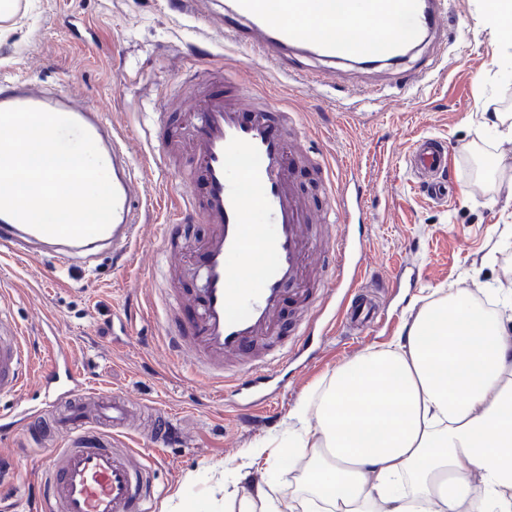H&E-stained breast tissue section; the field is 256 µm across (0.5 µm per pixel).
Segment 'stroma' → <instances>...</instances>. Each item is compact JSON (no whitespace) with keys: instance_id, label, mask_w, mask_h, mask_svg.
<instances>
[{"instance_id":"obj_1","label":"stroma","mask_w":512,"mask_h":512,"mask_svg":"<svg viewBox=\"0 0 512 512\" xmlns=\"http://www.w3.org/2000/svg\"><path fill=\"white\" fill-rule=\"evenodd\" d=\"M446 4L442 43L372 70L310 55L284 66L239 50L219 22L224 0H201L193 15L176 0H16L0 20V72L103 112L124 135L147 196L139 207L137 262L122 265L105 252L60 272L46 255L0 260V296L6 319L28 336L38 362H51L45 340L56 337L89 387L163 410L181 428L156 451L146 433L130 438L132 447L149 451V512L193 505L232 512L225 489L255 481L279 498L300 490L303 462L286 448L291 415L300 402L316 405L338 367L397 342L411 314L448 290L512 307V139L483 124L484 115L512 113V47L488 26L484 0ZM209 66L296 113L314 132L308 153L328 156L359 179L366 218L350 231L367 243L371 275L395 282L381 321L358 341L314 335L300 357L274 364L262 388L268 412L258 419L245 398L219 395L187 362L170 359L154 303L155 289L192 285L165 266L164 225H173L176 246L189 249L209 233L198 214L167 210L185 189L180 174L192 158L190 118L167 104ZM422 136L439 138L448 151L447 199L430 198L406 165ZM162 144L168 157L161 166L153 157ZM54 365L64 375V363ZM34 409L52 426L65 405L36 386L0 396V417L13 423L11 439L0 442V512L39 505L47 460L20 417Z\"/></svg>"}]
</instances>
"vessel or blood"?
<instances>
[{
  "label": "vessel or blood",
  "mask_w": 512,
  "mask_h": 512,
  "mask_svg": "<svg viewBox=\"0 0 512 512\" xmlns=\"http://www.w3.org/2000/svg\"><path fill=\"white\" fill-rule=\"evenodd\" d=\"M445 0H228L225 17L238 21L236 45L266 59L308 54L326 60L365 64L369 56L397 54L414 38L435 39L444 31ZM33 107L69 117L94 140L117 195L115 215L100 234L72 240L42 233L0 213V246L14 260L51 256L59 268L111 250L129 259L138 239L136 212L143 195L117 129L104 114L70 94L40 84L0 77V109ZM193 113V166L183 180L189 194L177 211L198 212L210 234L191 255L163 236V251L174 269L196 281L188 293L160 290L170 313L164 335L172 359L189 358L202 381L227 393L259 384L269 370L270 350L297 349L298 337L344 334L347 325L364 326L375 302L364 291L367 245L347 229L361 207L352 178L334 176L326 159L314 167L339 219L331 225L313 210L295 171L306 156L290 132L289 114L272 109L264 94L225 90L221 81L205 84L181 106ZM431 196L448 194V153L433 137L416 140L407 157ZM333 270L325 281L315 274L322 260ZM256 264L246 285L242 266ZM306 307L295 329L285 309ZM45 392L66 391L81 406L90 392L83 372L72 368L67 386L53 371L36 370L25 339L0 325V395H15L30 383ZM133 407L113 395L102 415L79 410V431L67 448H50L43 478L46 512H146L153 495L149 472L138 449L122 447ZM112 432L113 447L95 443L94 432Z\"/></svg>",
  "instance_id": "vessel-or-blood-1"
}]
</instances>
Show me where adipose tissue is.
Wrapping results in <instances>:
<instances>
[{
    "mask_svg": "<svg viewBox=\"0 0 512 512\" xmlns=\"http://www.w3.org/2000/svg\"><path fill=\"white\" fill-rule=\"evenodd\" d=\"M316 416L288 445L301 494L259 486L237 512H512V317L460 291L428 302L336 370Z\"/></svg>",
    "mask_w": 512,
    "mask_h": 512,
    "instance_id": "ef3b65f1",
    "label": "adipose tissue"
}]
</instances>
